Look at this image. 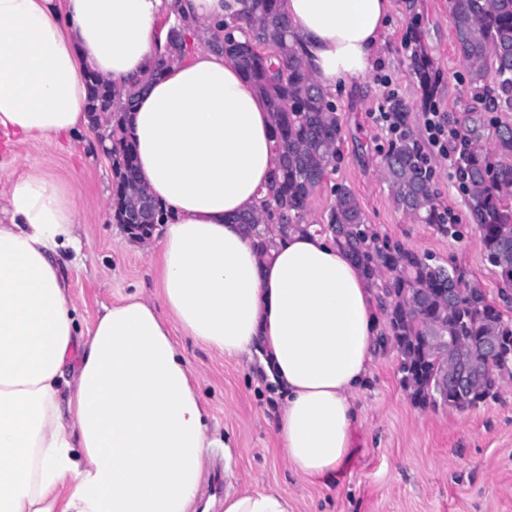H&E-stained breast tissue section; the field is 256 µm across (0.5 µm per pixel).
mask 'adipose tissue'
<instances>
[{
	"instance_id": "ef3b65f1",
	"label": "adipose tissue",
	"mask_w": 512,
	"mask_h": 512,
	"mask_svg": "<svg viewBox=\"0 0 512 512\" xmlns=\"http://www.w3.org/2000/svg\"><path fill=\"white\" fill-rule=\"evenodd\" d=\"M391 0H281L300 57L329 93L372 68ZM240 0H0V130L37 145L88 124L87 72L144 86L130 124L138 173L167 212L155 298L102 306L80 329L62 273L79 250V194L32 169L0 224V512H192L209 408L179 335L258 356L283 404L277 448L305 480L347 459L356 394L379 351L375 290L331 236L272 233L260 254L237 215L258 210L278 153L264 99L200 47L152 71L173 21L205 32ZM224 512H295L274 491Z\"/></svg>"
}]
</instances>
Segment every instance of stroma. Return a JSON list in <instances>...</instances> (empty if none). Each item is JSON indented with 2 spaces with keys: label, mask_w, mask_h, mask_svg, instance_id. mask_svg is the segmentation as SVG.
Here are the masks:
<instances>
[{
  "label": "stroma",
  "mask_w": 512,
  "mask_h": 512,
  "mask_svg": "<svg viewBox=\"0 0 512 512\" xmlns=\"http://www.w3.org/2000/svg\"><path fill=\"white\" fill-rule=\"evenodd\" d=\"M419 29L439 73L434 100L455 121L471 101L467 67L457 54L448 0H392L384 43L367 74L350 79L332 100L341 117L340 159L311 195L306 223L323 224L335 200V187L350 189L369 223L409 248L454 263L497 300L500 278L485 259L480 232L470 219L466 197L455 178L453 159L430 155L440 208L456 215L459 238L438 233L395 204L383 174L391 141L377 120L381 107L402 102L408 132L424 140V92L412 68ZM38 168L79 192L83 205L78 232L80 256L67 259L63 273L85 322L101 305L138 292L154 297L157 248L153 240H132L112 218V160L90 129L39 145L11 141L0 149V220L11 180ZM181 352L197 379L198 393L212 414L217 435L230 439L233 478L218 488L223 449H213L210 473L201 485L209 512H224L225 494L274 490L293 499L296 512H512V378H505L497 400L459 412L448 407L421 409L400 383L399 358L382 349L360 408L354 448L337 486L297 477L275 448L272 423L279 408L274 386L258 374L257 360L224 358L192 337L179 339Z\"/></svg>",
  "instance_id": "stroma-1"
}]
</instances>
